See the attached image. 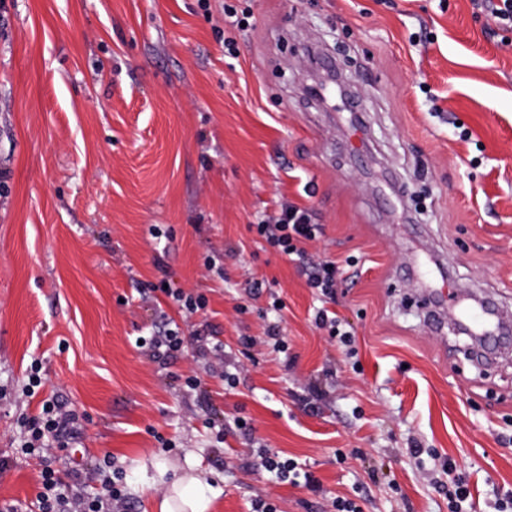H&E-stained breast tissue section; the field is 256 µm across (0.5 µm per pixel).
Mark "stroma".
Returning a JSON list of instances; mask_svg holds the SVG:
<instances>
[{"label":"stroma","instance_id":"1","mask_svg":"<svg viewBox=\"0 0 512 512\" xmlns=\"http://www.w3.org/2000/svg\"><path fill=\"white\" fill-rule=\"evenodd\" d=\"M238 5L248 30L225 23L224 0H0V504L40 512L22 421L57 397L82 431L62 480L111 457L132 512L166 490L156 460L204 475L209 512H250L260 490L279 512L337 496L449 512L455 477L473 493L462 512H497L512 498V349L467 359L450 328H429L404 269L425 265L449 304L475 294L512 315V31L471 0ZM319 57L348 80L359 122L341 99L304 96ZM285 201L325 228L308 249L341 264L335 310L356 358L315 327L322 301L295 265L248 230ZM252 277L267 288L249 300ZM163 279L208 300L165 365L135 345L179 317L170 297L138 293ZM276 297L284 354L261 316ZM242 335L257 339L245 352ZM216 342L246 368L235 390L200 354ZM309 381L324 392L313 414ZM260 446L324 496L269 485L251 466Z\"/></svg>","mask_w":512,"mask_h":512}]
</instances>
